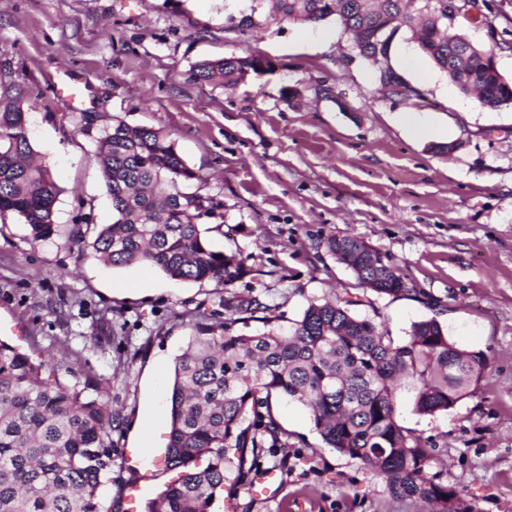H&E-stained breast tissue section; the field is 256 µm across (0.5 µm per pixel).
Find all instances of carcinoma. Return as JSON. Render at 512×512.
<instances>
[{
	"label": "carcinoma",
	"instance_id": "cac0c4a2",
	"mask_svg": "<svg viewBox=\"0 0 512 512\" xmlns=\"http://www.w3.org/2000/svg\"><path fill=\"white\" fill-rule=\"evenodd\" d=\"M239 27L288 19L320 22L336 17L352 29L361 55L380 52V83L394 69L388 62L398 30L416 32L419 49L443 72L453 70L479 100L498 108L512 104V84L498 73L493 50L467 42L444 24L448 0H252ZM261 56L203 59L191 68L195 81L235 84L248 72L270 71ZM0 96V220L21 219L35 240L56 232L60 188L36 151L24 109L26 88ZM83 131L95 142L114 219L76 224L71 241L91 247L107 265L147 264L179 281L226 286L249 273L245 260L212 250L198 220L224 219V202L185 186L202 177L188 166L176 143L160 129L131 126L114 117L103 128L82 115ZM329 251L351 269L358 284L393 298L411 292L405 278L377 249L350 237H330ZM354 300L311 303L295 326L277 317L260 296L247 291L224 298L233 314H262L265 329L247 335L236 320L193 323V335L177 357L170 395V430L164 469L176 472L148 512H210L217 494L253 469L263 453L288 447L271 397L308 407L316 430L338 453L376 468L389 494L448 512L457 491L428 473L433 458L421 437L399 424L398 390L413 388L414 408L434 415L471 394L486 370L481 352L448 339L434 319L412 325L400 343L374 323L353 315ZM54 378L45 379L42 371ZM95 387L71 385L48 362L0 341V512H112L102 488L115 466L112 431L120 414L91 394ZM236 475H231V469Z\"/></svg>",
	"mask_w": 512,
	"mask_h": 512
}]
</instances>
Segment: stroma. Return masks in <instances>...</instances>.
Returning <instances> with one entry per match:
<instances>
[{"label": "stroma", "instance_id": "35a3bbf8", "mask_svg": "<svg viewBox=\"0 0 512 512\" xmlns=\"http://www.w3.org/2000/svg\"><path fill=\"white\" fill-rule=\"evenodd\" d=\"M488 2L494 31H463L493 49L511 83L512 0ZM251 5L0 0V94L17 80L30 87L31 140L61 189L51 240L33 239L16 218L0 223V339L51 356L69 382H91L120 412L112 439L121 468L104 497L112 512H144L171 479L160 459L175 359L197 316L227 319L224 289L146 265L106 266L70 230L86 212L96 224L113 219L82 113L163 130L204 177L203 192L224 202L223 222L202 220L200 230L211 249L245 258L251 273L233 291L253 290L282 326L354 289L353 314L396 341L433 318L457 346L486 356L484 378L453 408L418 414L404 388L397 416L429 442V474L456 488L465 512H512V104L487 109L461 93L409 29L391 53L419 91L404 98L381 86L336 19L236 27ZM250 56L271 71L230 87L190 78L197 60ZM74 77L71 102L57 89ZM332 236L386 255L411 294L357 289L327 249ZM272 405L288 445L256 469L275 471L274 484L257 495L244 479L213 512H300L302 502L313 512H423L328 448L307 407L286 397Z\"/></svg>", "mask_w": 512, "mask_h": 512}]
</instances>
